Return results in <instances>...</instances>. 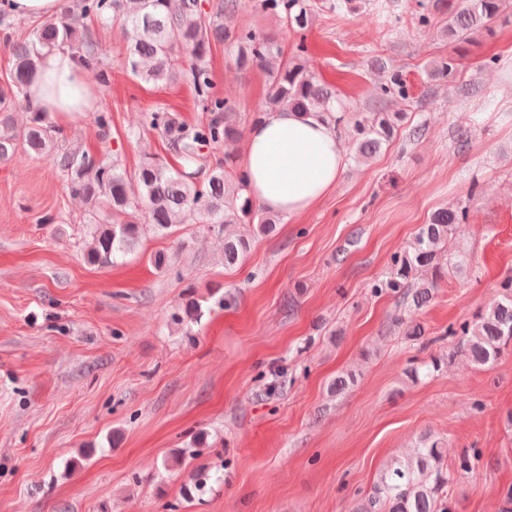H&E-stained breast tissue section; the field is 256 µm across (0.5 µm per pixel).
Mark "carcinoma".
I'll return each mask as SVG.
<instances>
[{
	"label": "carcinoma",
	"mask_w": 512,
	"mask_h": 512,
	"mask_svg": "<svg viewBox=\"0 0 512 512\" xmlns=\"http://www.w3.org/2000/svg\"><path fill=\"white\" fill-rule=\"evenodd\" d=\"M239 0H219L210 13L197 0H77L76 8L64 6L60 14L44 21L32 35L11 39L13 15L0 8V30L6 32L13 59L12 80L0 89V162L18 151L44 157L69 180L72 193L91 208L95 224L93 241L85 254L87 263L110 266L131 251L145 231L166 234L194 214L201 224L222 231L227 224L258 219L254 234L269 235L277 226L273 216L255 217L245 183L231 154L215 163L205 149L237 140L240 135L236 106L215 90L208 62L212 47L222 44L241 70L258 67L268 74L263 111L319 112L333 124L347 122L353 132L354 158L365 161L397 135L402 112H338L336 92L318 82L308 70L304 54L306 33L317 4L315 0H254V8L278 18L279 32H258L244 26H227L224 19L239 11ZM507 0H421L412 13L415 25L425 31L435 14L448 15V37L457 44L490 29L501 17ZM111 20L120 25L126 39L124 66L136 79L169 84L186 75L202 110L212 114L207 122L185 123L175 112L157 108L144 116V125L161 133L180 167L171 168L157 157H145L129 177L117 161L105 153L94 157L66 145V136L38 112L17 126L12 112L25 97L29 79L37 70L43 50L57 44L76 49L95 77L106 82L108 70L89 23ZM299 35L292 57L285 56L283 40ZM451 56L434 61L428 75L434 79L455 77ZM410 96L405 77L393 72L379 86L378 98L403 100ZM469 210L441 208L421 225L413 241L393 255L392 266L378 288L396 294L399 306L411 313L423 307L448 277L462 272L468 258L459 253L448 261L442 256L457 226L468 223ZM250 249L246 237H224V265L234 267ZM396 325L410 341H422L424 329L411 318H398ZM444 335L454 345L448 356L432 355L407 369L418 382L441 373L458 356L476 366H487L512 351V279L472 320L451 323ZM447 441L426 431L419 436L413 454L396 458L380 473L361 512H453L448 498L450 471L444 463ZM484 465L476 450L462 453L456 470L474 473Z\"/></svg>",
	"instance_id": "cac0c4a2"
}]
</instances>
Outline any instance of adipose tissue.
Instances as JSON below:
<instances>
[{
    "mask_svg": "<svg viewBox=\"0 0 512 512\" xmlns=\"http://www.w3.org/2000/svg\"><path fill=\"white\" fill-rule=\"evenodd\" d=\"M98 103L99 87L75 51L44 50L27 91L28 111L45 113L64 128ZM344 166V143L320 114L274 111L251 124L239 169L262 209L292 217L313 209L336 187Z\"/></svg>",
    "mask_w": 512,
    "mask_h": 512,
    "instance_id": "1",
    "label": "adipose tissue"
}]
</instances>
